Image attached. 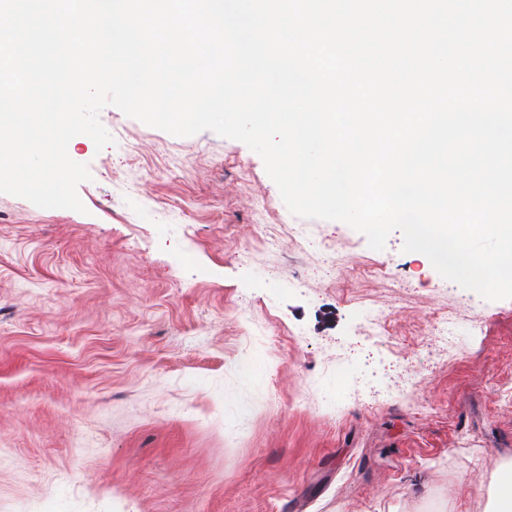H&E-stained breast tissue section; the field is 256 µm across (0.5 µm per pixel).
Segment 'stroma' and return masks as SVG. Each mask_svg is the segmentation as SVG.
Wrapping results in <instances>:
<instances>
[{"mask_svg": "<svg viewBox=\"0 0 512 512\" xmlns=\"http://www.w3.org/2000/svg\"><path fill=\"white\" fill-rule=\"evenodd\" d=\"M100 120L85 212L0 193V512H488L512 299L291 214L242 142Z\"/></svg>", "mask_w": 512, "mask_h": 512, "instance_id": "1", "label": "stroma"}]
</instances>
